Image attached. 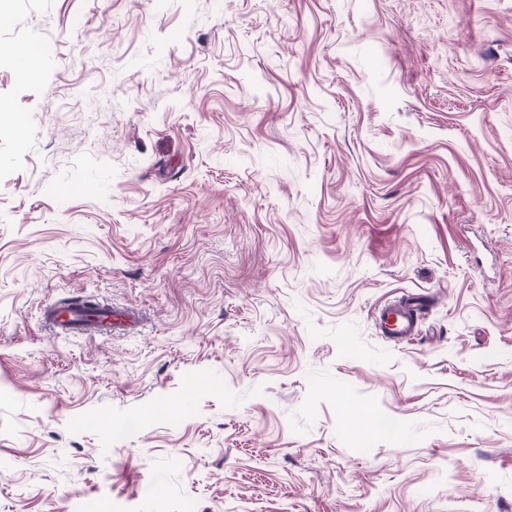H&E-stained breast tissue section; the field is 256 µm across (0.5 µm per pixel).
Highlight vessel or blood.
Masks as SVG:
<instances>
[{
	"mask_svg": "<svg viewBox=\"0 0 512 512\" xmlns=\"http://www.w3.org/2000/svg\"><path fill=\"white\" fill-rule=\"evenodd\" d=\"M426 306V299L413 294L383 305L376 315L381 335L394 342L411 340L419 331ZM43 316L64 337L108 331L132 321L130 315L112 310L111 306H90L82 300L50 306Z\"/></svg>",
	"mask_w": 512,
	"mask_h": 512,
	"instance_id": "vessel-or-blood-1",
	"label": "vessel or blood"
}]
</instances>
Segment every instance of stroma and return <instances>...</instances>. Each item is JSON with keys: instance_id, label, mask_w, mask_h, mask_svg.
<instances>
[{"instance_id": "obj_1", "label": "stroma", "mask_w": 512, "mask_h": 512, "mask_svg": "<svg viewBox=\"0 0 512 512\" xmlns=\"http://www.w3.org/2000/svg\"><path fill=\"white\" fill-rule=\"evenodd\" d=\"M1 14L0 512H512V0ZM426 306V299L413 294L383 305L375 318L381 335L394 342L411 340L418 334ZM45 321L58 329L60 336H83L96 331L112 332V327L132 322L128 314L112 310L109 305L93 303L88 306L79 300L64 305H52L43 312Z\"/></svg>"}]
</instances>
